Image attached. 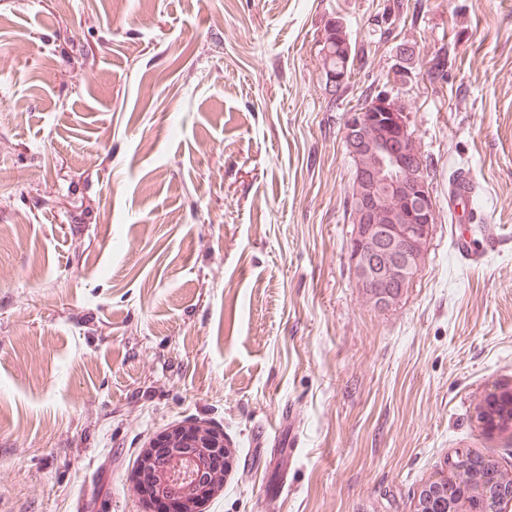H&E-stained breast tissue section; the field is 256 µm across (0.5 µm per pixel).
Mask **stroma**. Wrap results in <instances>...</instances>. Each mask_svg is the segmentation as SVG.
Masks as SVG:
<instances>
[{"label":"stroma","instance_id":"35a3bbf8","mask_svg":"<svg viewBox=\"0 0 512 512\" xmlns=\"http://www.w3.org/2000/svg\"><path fill=\"white\" fill-rule=\"evenodd\" d=\"M384 87L439 212L379 311L348 264L343 126ZM461 171L469 235L502 238L477 263ZM508 381L512 0H0V512H147L140 452L192 421L237 450L205 512H411L458 449L512 474L471 420ZM348 41H349V46L347 44H345L344 47L339 46L338 44H336V42L331 43V48H330L329 54H326L325 56L322 57L323 68H324L326 82H327L328 73L326 72V68L328 65V60L331 59L330 67L334 68L336 66V61L344 64V61L342 60V54L345 53V50H347V52L349 54L346 74L345 73L338 74L337 72H336V76L333 73L329 74V77H328L329 89L340 87V85L343 83V81H345L344 84H346V82L351 77L352 67H353V63H354V54H352V48H351V43H350L349 37H348ZM336 54L338 56L337 59H336ZM345 78H346V80H345ZM475 183L472 177L466 172H460L449 184L448 194L456 202L467 201L474 196Z\"/></svg>","mask_w":512,"mask_h":512}]
</instances>
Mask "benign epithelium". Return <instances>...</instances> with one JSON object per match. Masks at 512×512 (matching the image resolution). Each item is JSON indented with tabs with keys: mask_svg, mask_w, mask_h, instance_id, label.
I'll use <instances>...</instances> for the list:
<instances>
[{
	"mask_svg": "<svg viewBox=\"0 0 512 512\" xmlns=\"http://www.w3.org/2000/svg\"><path fill=\"white\" fill-rule=\"evenodd\" d=\"M406 115L402 98L387 90L348 113L343 127L347 152L357 163L348 257L357 287L378 310L391 308L409 288L437 223V200ZM501 405L512 411L509 382L498 384L478 408L488 435L512 425L511 417L499 418ZM235 461L236 450L224 434L200 421L165 431L139 456L140 468L152 478L154 499L172 503L176 512H203L224 488ZM496 481L491 473L478 476L474 500L450 496L444 512H480L479 501L492 494Z\"/></svg>",
	"mask_w": 512,
	"mask_h": 512,
	"instance_id": "benign-epithelium-1",
	"label": "benign epithelium"
}]
</instances>
